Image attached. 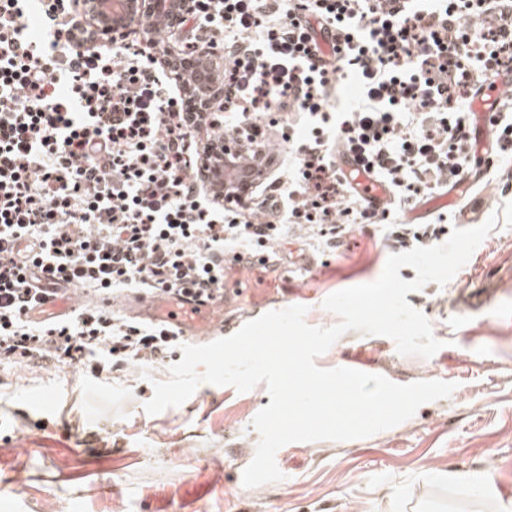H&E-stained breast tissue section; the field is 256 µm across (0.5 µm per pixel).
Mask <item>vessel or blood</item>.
<instances>
[{
    "mask_svg": "<svg viewBox=\"0 0 512 512\" xmlns=\"http://www.w3.org/2000/svg\"><path fill=\"white\" fill-rule=\"evenodd\" d=\"M344 167L358 197L374 208H382L389 198L384 186L362 172L353 161H345ZM314 263V258L305 255L285 261L276 251L259 256L236 253L224 260V290L220 294L203 300L168 292L142 293L134 296L128 308L141 319L174 325L186 341L197 345L210 339L225 307L253 295L258 281L284 279L293 270ZM497 279V272L492 271L482 287L461 289L453 301L456 310L465 317L486 313L498 294Z\"/></svg>",
    "mask_w": 512,
    "mask_h": 512,
    "instance_id": "1",
    "label": "vessel or blood"
}]
</instances>
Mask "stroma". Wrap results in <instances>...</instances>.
I'll return each instance as SVG.
<instances>
[{
	"label": "stroma",
	"instance_id": "stroma-1",
	"mask_svg": "<svg viewBox=\"0 0 512 512\" xmlns=\"http://www.w3.org/2000/svg\"><path fill=\"white\" fill-rule=\"evenodd\" d=\"M462 184L468 193L455 204L422 215L412 200L388 223L356 226L335 251L288 235L283 257L307 252L316 267L288 288L268 283L259 305L226 311L240 327L286 301L307 306L308 324L334 325L324 299L381 275L390 224L440 219L457 228L462 205L474 221L497 216L448 284L406 296L444 343L432 358L349 331L316 360L329 369L358 356L407 383H456L451 396L367 438L287 444L276 454L283 480L247 488L242 474L259 441L251 421L270 403L264 386L240 393L204 384L181 406L150 415L143 405L168 365H122L97 378L64 361L0 362V512H502L512 504V281H502L492 317H461L452 301L488 268L512 265V190L468 176ZM462 473L488 476L490 492L459 481Z\"/></svg>",
	"mask_w": 512,
	"mask_h": 512
}]
</instances>
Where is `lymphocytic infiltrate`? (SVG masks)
Listing matches in <instances>:
<instances>
[{"instance_id": "obj_1", "label": "lymphocytic infiltrate", "mask_w": 512, "mask_h": 512, "mask_svg": "<svg viewBox=\"0 0 512 512\" xmlns=\"http://www.w3.org/2000/svg\"><path fill=\"white\" fill-rule=\"evenodd\" d=\"M77 0H0V361L94 373L155 365L179 334L98 301L123 288L210 295L224 251L303 232L328 246L387 213L356 199L346 157L392 196L469 171L467 109L512 72V0H196L185 49L224 59V110L189 115L138 40L108 48ZM359 95L331 111L337 84ZM288 115L289 182L254 203L208 197L194 147L266 157ZM76 290L65 321L27 313Z\"/></svg>"}]
</instances>
